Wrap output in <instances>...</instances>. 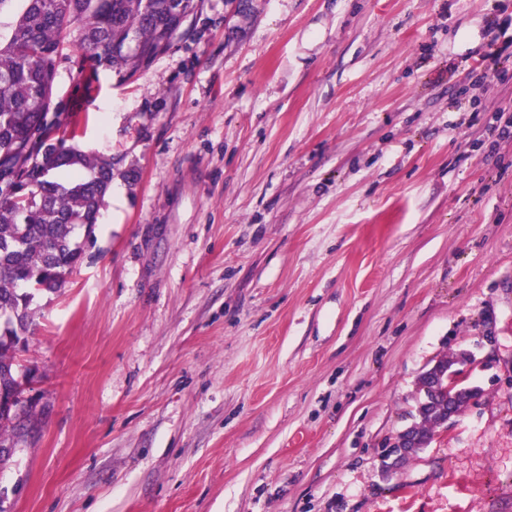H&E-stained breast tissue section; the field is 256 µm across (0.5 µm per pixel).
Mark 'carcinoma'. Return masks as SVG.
<instances>
[{"instance_id": "cac0c4a2", "label": "carcinoma", "mask_w": 512, "mask_h": 512, "mask_svg": "<svg viewBox=\"0 0 512 512\" xmlns=\"http://www.w3.org/2000/svg\"><path fill=\"white\" fill-rule=\"evenodd\" d=\"M0 34V391H19L15 353L31 324V291L57 293L81 262L77 230L92 231L112 184V164L65 140L57 125L56 58L77 33L81 57L130 77L172 44L199 0H21ZM421 423L432 436L443 425L448 391L425 378ZM32 406L0 411V449L15 448L31 424Z\"/></svg>"}]
</instances>
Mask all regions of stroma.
<instances>
[{"label": "stroma", "mask_w": 512, "mask_h": 512, "mask_svg": "<svg viewBox=\"0 0 512 512\" xmlns=\"http://www.w3.org/2000/svg\"><path fill=\"white\" fill-rule=\"evenodd\" d=\"M498 3L200 0L127 79L65 40L56 135L113 190L31 305L0 512H512V80L448 69ZM435 364L431 369L425 372V375L431 379L434 386L437 388L439 384H442V372L443 370L436 369ZM467 366L459 364L458 367H448V386L447 390H434L430 384L426 381L425 377L422 376L419 381L421 390L424 391L425 400L419 406V415L421 417V423L412 425L410 428L424 436H431L434 433V428L444 425V420L449 422L457 412H460L463 407L469 401L466 393L460 391L464 386L460 385V389L456 395V409L455 403L452 401L453 396H448V392L455 384H460L465 380V373ZM442 384V386H446ZM445 407H448L447 416L445 418ZM31 417L32 406L30 404L24 406L20 414L0 411V450L1 448L13 449V452L6 456L0 454V470L8 465L18 441L28 431L32 422Z\"/></svg>", "instance_id": "stroma-1"}]
</instances>
